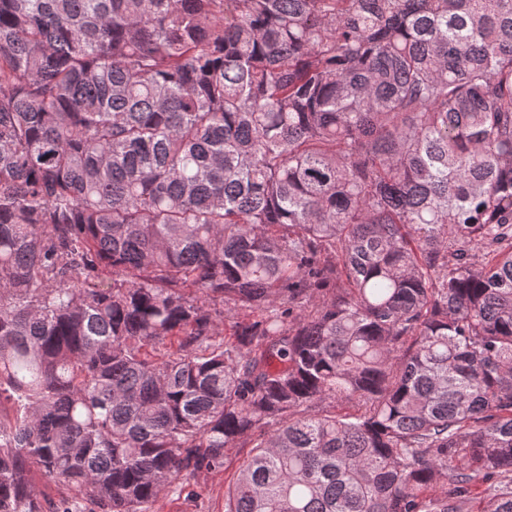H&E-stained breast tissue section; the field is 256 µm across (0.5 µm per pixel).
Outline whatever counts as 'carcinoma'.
<instances>
[{"instance_id": "1", "label": "carcinoma", "mask_w": 512, "mask_h": 512, "mask_svg": "<svg viewBox=\"0 0 512 512\" xmlns=\"http://www.w3.org/2000/svg\"><path fill=\"white\" fill-rule=\"evenodd\" d=\"M5 403L0 512H512V0H0ZM251 450L250 445L243 448H231L228 451L226 469L206 477L199 482L204 487V496L198 499L172 495L161 501L158 512H224V486L236 471L237 459Z\"/></svg>"}]
</instances>
